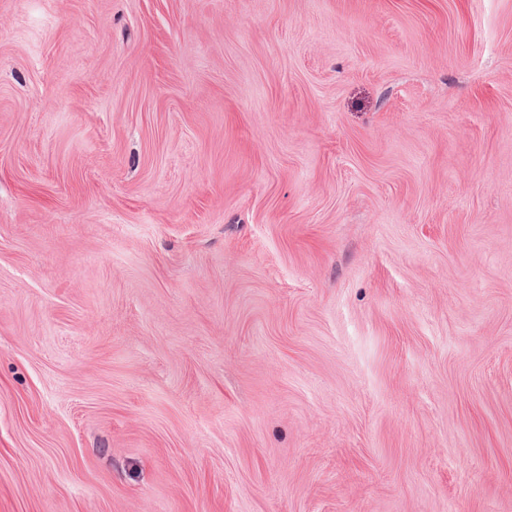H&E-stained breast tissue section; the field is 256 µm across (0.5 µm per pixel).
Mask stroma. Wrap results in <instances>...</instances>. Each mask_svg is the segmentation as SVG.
Wrapping results in <instances>:
<instances>
[{"label":"stroma","instance_id":"obj_1","mask_svg":"<svg viewBox=\"0 0 512 512\" xmlns=\"http://www.w3.org/2000/svg\"><path fill=\"white\" fill-rule=\"evenodd\" d=\"M0 512H512V0H0Z\"/></svg>","mask_w":512,"mask_h":512}]
</instances>
